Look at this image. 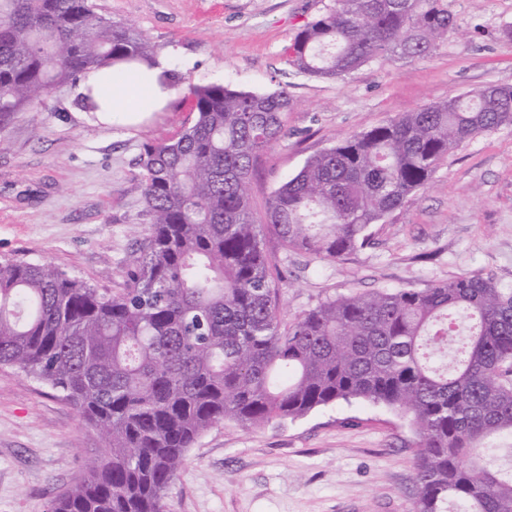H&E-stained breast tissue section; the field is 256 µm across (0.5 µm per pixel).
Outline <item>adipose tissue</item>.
Returning <instances> with one entry per match:
<instances>
[{
	"mask_svg": "<svg viewBox=\"0 0 512 512\" xmlns=\"http://www.w3.org/2000/svg\"><path fill=\"white\" fill-rule=\"evenodd\" d=\"M162 72L159 66L109 67L89 74L82 85L91 88L103 121L137 119L160 110L174 97V86L159 80Z\"/></svg>",
	"mask_w": 512,
	"mask_h": 512,
	"instance_id": "ef3b65f1",
	"label": "adipose tissue"
}]
</instances>
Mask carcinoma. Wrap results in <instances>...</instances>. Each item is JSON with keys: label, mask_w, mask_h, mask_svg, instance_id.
<instances>
[{"label": "carcinoma", "mask_w": 512, "mask_h": 512, "mask_svg": "<svg viewBox=\"0 0 512 512\" xmlns=\"http://www.w3.org/2000/svg\"><path fill=\"white\" fill-rule=\"evenodd\" d=\"M448 0H335L289 62L345 78L448 42ZM156 65L137 28L92 0H0V129L107 65ZM194 120L136 159L149 233L125 288L103 292L47 262H0V367L62 394L105 448L49 512H168L189 448L213 426L250 429L337 402L385 407L417 435L410 512H512V289L466 274L427 288L328 299L281 327L283 273L265 243L340 260L424 188L460 145L512 126V87L450 97L310 158L265 201L251 173L288 135V92L188 87Z\"/></svg>", "instance_id": "obj_1"}]
</instances>
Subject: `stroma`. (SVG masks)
<instances>
[{
  "label": "stroma",
  "mask_w": 512,
  "mask_h": 512,
  "mask_svg": "<svg viewBox=\"0 0 512 512\" xmlns=\"http://www.w3.org/2000/svg\"><path fill=\"white\" fill-rule=\"evenodd\" d=\"M139 28L178 79L164 111L140 124H103L70 83L0 130V259L47 261L97 288H123L146 233L135 160L142 144L192 119L187 88L220 83L287 90L288 135L264 152L253 209L336 141L405 112L493 84L512 87V0H448L447 44L411 62L377 59L347 78L299 73L288 46L334 0H97ZM342 260L277 253L282 320L328 298L425 288L483 274L512 289V126L463 144L430 184L369 228ZM407 420L339 402L246 430L226 421L190 448L168 512H410L417 493ZM103 442L62 395L0 369V512H47Z\"/></svg>",
  "instance_id": "1"
}]
</instances>
